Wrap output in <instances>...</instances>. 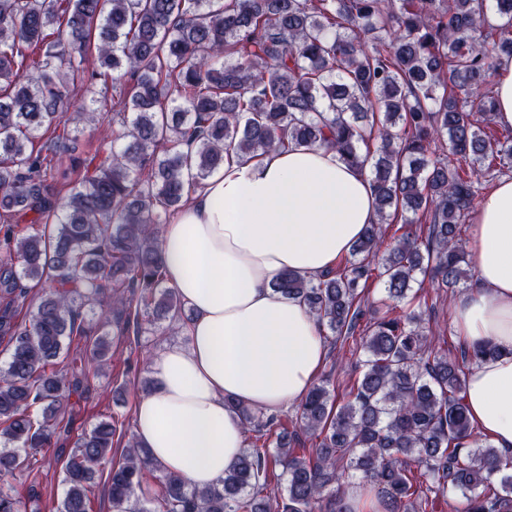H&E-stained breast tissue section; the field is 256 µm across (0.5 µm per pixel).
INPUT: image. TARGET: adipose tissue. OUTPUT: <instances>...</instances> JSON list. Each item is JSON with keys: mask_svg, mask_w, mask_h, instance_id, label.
<instances>
[{"mask_svg": "<svg viewBox=\"0 0 512 512\" xmlns=\"http://www.w3.org/2000/svg\"><path fill=\"white\" fill-rule=\"evenodd\" d=\"M375 221L365 171L320 146L231 157L196 188L162 237L190 342L153 358L154 388L135 404V438L165 471L216 485L245 446L237 405L269 414L306 396L327 348L305 303L274 284L334 268ZM468 250L476 275L453 328L494 353L471 366L465 403L474 430L512 454L511 178L479 200Z\"/></svg>", "mask_w": 512, "mask_h": 512, "instance_id": "adipose-tissue-1", "label": "adipose tissue"}]
</instances>
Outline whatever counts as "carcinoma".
I'll list each match as a JSON object with an SVG mask.
<instances>
[{
	"instance_id": "obj_1",
	"label": "carcinoma",
	"mask_w": 512,
	"mask_h": 512,
	"mask_svg": "<svg viewBox=\"0 0 512 512\" xmlns=\"http://www.w3.org/2000/svg\"><path fill=\"white\" fill-rule=\"evenodd\" d=\"M505 57L512 0H0V476L43 466L58 413L88 389L78 363L112 358L102 334L61 368L89 335L86 305L114 303L120 336L182 310L159 233L200 181L232 154L319 145L369 171L377 220L349 266L288 271L274 287L349 345L359 377L341 398L314 384L291 431L230 403L247 447L213 489L129 442L108 475L113 512H348L353 480L387 512H429L447 493L460 512H512V460L466 414L468 370L486 350L451 357L421 314L397 311L428 281L453 290L475 277L463 228L480 178L512 168V130L494 121ZM101 108L124 144L101 142L93 166L78 124ZM19 213L26 223H12ZM399 218L386 240L382 226ZM25 280L42 288L32 303ZM374 281L384 298L369 310ZM115 433L109 416L82 434L57 512H92ZM152 483V508L130 507ZM0 512H25L11 487Z\"/></svg>"
}]
</instances>
